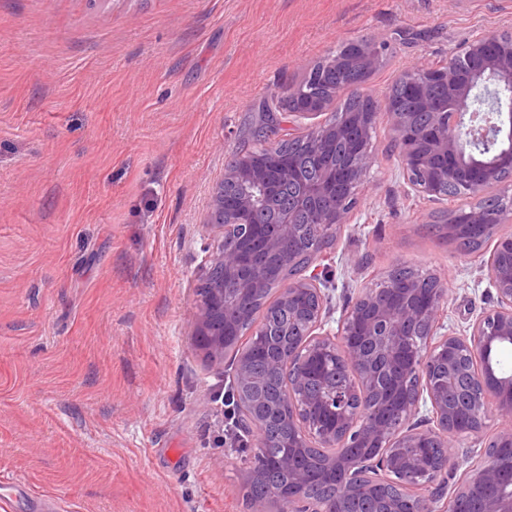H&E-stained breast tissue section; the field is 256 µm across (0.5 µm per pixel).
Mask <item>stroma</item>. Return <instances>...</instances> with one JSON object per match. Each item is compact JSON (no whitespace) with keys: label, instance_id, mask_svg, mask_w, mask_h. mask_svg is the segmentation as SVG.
I'll list each match as a JSON object with an SVG mask.
<instances>
[{"label":"stroma","instance_id":"1","mask_svg":"<svg viewBox=\"0 0 512 512\" xmlns=\"http://www.w3.org/2000/svg\"><path fill=\"white\" fill-rule=\"evenodd\" d=\"M512 0H0V512H246L225 441L232 355L191 336L210 192L257 148L263 103L345 42L378 44L368 81L445 63ZM357 205L319 258L335 315L394 265L450 287L463 330L493 308V247L435 226L468 208L410 194L386 115Z\"/></svg>","mask_w":512,"mask_h":512}]
</instances>
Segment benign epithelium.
Wrapping results in <instances>:
<instances>
[{"mask_svg": "<svg viewBox=\"0 0 512 512\" xmlns=\"http://www.w3.org/2000/svg\"><path fill=\"white\" fill-rule=\"evenodd\" d=\"M377 59L376 49L361 47L354 72L371 71ZM400 79L426 111L423 122L411 112L385 111L409 190L440 201L454 186L463 196L486 200L460 216L448 214L446 234L465 253L467 226H484L490 235L512 213L509 189L489 194L506 182L503 171H512V105L503 107L500 98L503 90L512 91V37L475 34L446 64L414 67ZM437 85L445 87L443 105L433 94ZM353 89L371 111L309 124L301 136L319 156L334 142L346 145L301 195L314 206L312 222L332 241L350 219L356 187L372 159L374 100L366 84ZM490 144L493 157H477L478 148ZM276 180L247 157L231 158L212 190L207 223L214 243L204 247L205 269L221 265L235 281L231 298L224 297V288L210 286L215 306L239 312L261 307L266 261L285 273L277 301L288 309V323L255 328L266 338L265 360L281 376L279 387L255 390L250 351L240 352L235 363L236 397L255 447L271 446L267 425L286 429L276 464L290 474L288 491L254 502L251 512H347V501L365 493L378 466L395 488L381 512H404L401 504L413 501L419 508L412 512H444L437 508L440 496L426 490L446 482L451 470L461 471L451 501H467L478 490V512H512V460L504 462L495 452L512 443V373L500 372L491 360L512 345V236L498 238L490 257L497 306L463 331L448 325L449 288L434 273L402 288L389 275L385 285L363 289L334 330L329 281L312 269L320 252L298 249L306 225L291 216L254 225L249 257L229 234L270 204ZM226 184L250 188L231 215L223 214ZM192 336L212 360L224 358V336L211 323L210 304L199 303ZM491 403L499 426L488 435ZM395 407L405 421L390 418ZM303 448L326 449L319 467L339 476L335 500L306 498L311 474L294 465Z\"/></svg>", "mask_w": 512, "mask_h": 512, "instance_id": "benign-epithelium-1", "label": "benign epithelium"}]
</instances>
